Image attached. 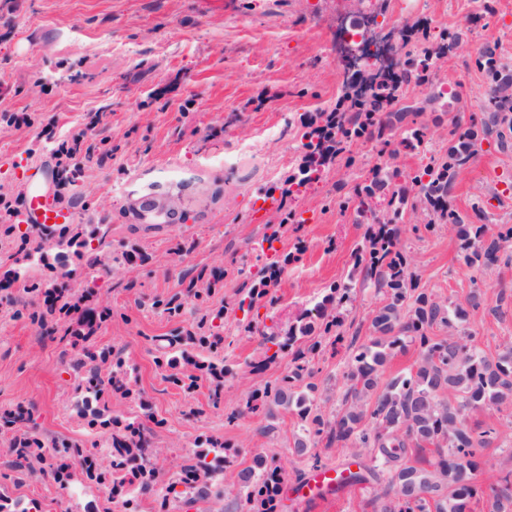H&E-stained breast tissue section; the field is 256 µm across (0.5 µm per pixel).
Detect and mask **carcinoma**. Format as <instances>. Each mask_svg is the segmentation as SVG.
Here are the masks:
<instances>
[{"label": "carcinoma", "instance_id": "cac0c4a2", "mask_svg": "<svg viewBox=\"0 0 512 512\" xmlns=\"http://www.w3.org/2000/svg\"><path fill=\"white\" fill-rule=\"evenodd\" d=\"M431 54L420 58L407 57L399 75L418 79L429 70ZM374 90L372 99L378 111L398 102L393 90L381 91L373 81L362 91ZM342 137L351 143L364 138H382V128L374 130L361 114L340 116ZM477 123H456L448 154L432 156L420 170L408 175L389 162L380 163L362 193V214L369 211L368 200L377 192L391 189L389 206L399 214L408 204L402 183L409 180L420 187L421 202L444 196L456 172L474 157ZM304 163L288 177L289 192L314 178L322 170L325 147L316 134L315 126L307 123L304 134ZM402 140L413 149L427 151L425 127L412 123L402 130ZM428 220L414 225L415 231L432 232L438 224H451L459 229L464 240L466 259L472 264L496 262L500 259L503 243L512 240V225H497V232L488 235L486 224H465L452 209L424 207ZM300 225L266 224L262 238L257 242V259L263 265L254 271L240 270L244 276L242 291L232 309L243 313L238 328L247 335L258 333L264 344L263 359L238 363L225 351L224 337L216 333L223 325L226 311L214 309L211 298L219 287V280H204L202 270L184 273L188 279L186 296L195 306L196 321L177 336H159L155 341L159 368L168 372L167 379L186 393L193 392L201 378L210 381L209 401L218 407L223 401L224 382L246 372L258 370L275 362L282 354L292 355L288 374L252 392L245 409L225 417V425L233 427L245 413L262 409L270 417L273 409L295 406L300 420L292 442V454L306 462L311 469L325 468L314 448L321 442L342 448H367L370 463L365 472L349 473L342 483L352 486L373 479L380 485L375 503L378 512H472V504L481 501L486 512H512V494L500 492L504 485H512V470L488 487L479 481L482 452L497 438V430L488 425L473 428L462 422L457 413L477 414L491 408L512 405V346L506 345L493 359L475 344L473 336L465 338L452 333L436 336L434 329H450L453 321H463L469 312L482 305L478 290H472L466 306L448 308V298L428 293L419 288L414 279L411 260L400 243V228L393 221L381 222L364 237L355 258L354 275L339 283L325 300L299 313L285 330L267 333L258 328L254 312L260 299L271 285L270 270L284 271L294 260L289 253L275 251L269 254L264 244H273L290 231L296 233ZM110 228L83 224H58L19 233L15 224H0V239L20 236L22 251L38 255L42 266L52 277L26 282L25 292L43 300V304H24L13 311L16 318L25 317L41 331L62 345V363L65 372L77 382V390L90 398L80 410L89 428L109 426L110 462L105 466L91 463L92 443L87 448L65 437L50 441L31 430L35 421L32 406L17 404L0 409V426L10 431L4 449V465L10 471L24 476L37 475L61 490L73 484L75 469H80L82 480L102 487L108 497H118L123 512H139L141 497L155 495L156 512H170L174 501L187 503L196 496H224V486L201 458L186 457L179 480H164L160 469L152 466L145 471L140 466L144 458L155 455V418L149 413L148 402L142 392L131 385L133 368L119 355L109 350H97L88 344L90 333L75 336L68 331L58 332L62 319L79 309L82 302L94 298L101 290L93 270L114 268L134 259L145 261L137 251L112 253L106 250ZM85 270V277L74 287L64 281L75 272ZM374 289L381 297L380 304L369 318L372 339L360 341L358 333L345 335L343 310L352 304L356 285ZM152 307L173 318L183 314L185 302L174 295L157 299ZM342 346L348 359L341 373L342 409L332 418L323 417L318 406L321 393L309 381L313 375V361L325 349ZM409 344L420 348L415 367L386 382H381L384 367L395 353ZM128 401L135 409L132 418L121 420L111 415V397ZM431 444L437 457L428 466L412 462V449ZM278 471L273 462L260 456L255 466L238 475V512H281L283 483L270 487L269 477Z\"/></svg>", "mask_w": 512, "mask_h": 512}]
</instances>
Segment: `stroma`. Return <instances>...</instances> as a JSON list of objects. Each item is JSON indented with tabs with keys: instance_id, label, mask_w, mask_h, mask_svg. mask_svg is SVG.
Wrapping results in <instances>:
<instances>
[{
	"instance_id": "obj_1",
	"label": "stroma",
	"mask_w": 512,
	"mask_h": 512,
	"mask_svg": "<svg viewBox=\"0 0 512 512\" xmlns=\"http://www.w3.org/2000/svg\"><path fill=\"white\" fill-rule=\"evenodd\" d=\"M375 2L379 28L430 23L431 48L440 33L460 38L452 55L435 59L426 85L401 88L422 103L416 121L429 136L424 154L402 145L400 129L392 131L395 162L412 173L429 156L447 154L454 122L487 116L489 79L477 64L482 51L512 74V0H484L477 16L470 0ZM349 10V0H0V113L24 118L0 120V196L12 202L36 186L60 206L71 205L68 190L57 185V151L75 137L92 147L77 159L76 223L110 225L113 249L133 247L149 259L108 271L106 288L73 315L72 325L94 324L93 344L122 353L134 367L138 389L163 422L157 441L165 477L178 473L190 446L206 437L235 447L219 475L226 496L198 498L177 512H232L238 474L258 456L274 458L290 481L306 469L290 451L298 418L288 408H277L271 419L249 413L235 427L224 425L225 414L243 408L253 390L287 373L290 356L228 382L223 406L213 409L207 382L186 394L155 363L153 337L189 327L193 308L171 320L150 305L183 294L181 276L192 267L221 272L224 287L214 304L236 299L238 269L255 265L264 226L281 219L280 212L264 211L263 197L277 193L300 164L304 118L334 107L344 92L347 69L336 30ZM348 154L349 163L324 168L320 179L289 195L306 249L272 286L260 325L287 326L351 272L366 230L355 189L369 182L379 157L375 144L362 140ZM155 189L182 197L170 223L137 213L138 201ZM407 195L398 224L420 288L447 296L452 307L465 304L475 288L488 309L500 305V293L512 292V263L469 264L448 224L414 233L424 219L418 187L408 186ZM447 201L466 223L512 224V135L480 132L477 152L457 172ZM183 241L190 250L176 252ZM27 299L18 284L0 283V408L33 406L48 440L105 442L108 429H89L75 408V383L63 370L60 346L28 319L10 317V304ZM502 307V314L487 310L456 323L455 335H472L496 355L512 341V303ZM106 309L112 318L100 320ZM346 358L328 347L315 360L323 414L339 408L336 382ZM466 422L498 431L480 474L483 484H493L512 469V406L467 415ZM0 487L40 500L43 512H63L71 502L69 491L35 477L0 475ZM373 488L370 481L351 486L318 507L288 498L283 512H375Z\"/></svg>"
}]
</instances>
